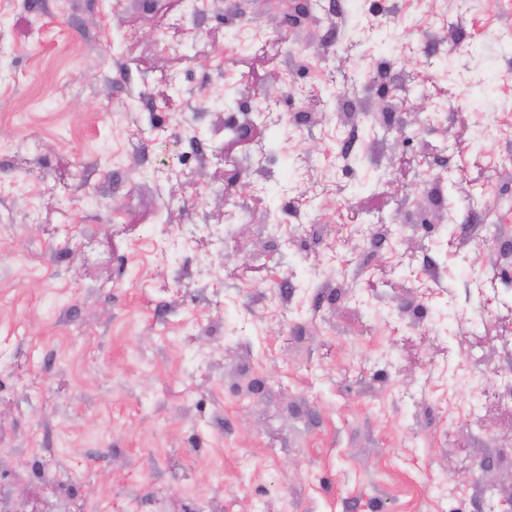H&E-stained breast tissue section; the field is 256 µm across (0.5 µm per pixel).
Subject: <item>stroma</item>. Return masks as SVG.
I'll use <instances>...</instances> for the list:
<instances>
[{
  "instance_id": "stroma-1",
  "label": "stroma",
  "mask_w": 512,
  "mask_h": 512,
  "mask_svg": "<svg viewBox=\"0 0 512 512\" xmlns=\"http://www.w3.org/2000/svg\"><path fill=\"white\" fill-rule=\"evenodd\" d=\"M0 0V512H512V16Z\"/></svg>"
}]
</instances>
